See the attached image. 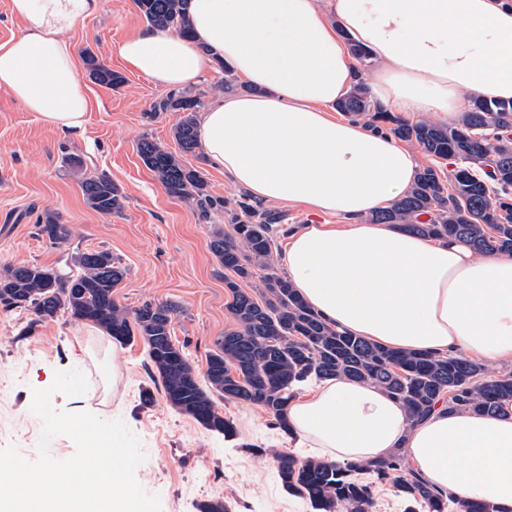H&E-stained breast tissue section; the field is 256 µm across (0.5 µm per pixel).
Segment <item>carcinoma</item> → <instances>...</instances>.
Segmentation results:
<instances>
[{
    "label": "carcinoma",
    "instance_id": "obj_1",
    "mask_svg": "<svg viewBox=\"0 0 512 512\" xmlns=\"http://www.w3.org/2000/svg\"><path fill=\"white\" fill-rule=\"evenodd\" d=\"M147 24L191 37L189 0H134ZM86 66L91 79L119 86L125 77L107 67L92 52ZM201 95L172 92L155 104L158 112H180L173 129L176 150L170 151L144 135L137 153L175 198L194 204L202 219L224 209V199L212 196L202 173L184 161L198 156L196 114ZM378 132L419 146L432 159H453L456 168L446 176L427 165L418 172L411 190L392 207L369 220L400 224L411 232L439 240L455 237L477 254L512 253V101L474 98L461 115L448 123L422 119L409 123L378 105L370 87L358 79L336 106ZM87 205L104 216L121 212L124 194L104 173L81 179ZM248 220L233 218L234 234L218 232L209 250L232 276L224 286L232 300L228 310L234 328L215 341L200 373L183 347L172 339L175 308L145 302L131 310L114 293L126 270L107 250H76L70 256L72 276L37 264L6 265L0 269V308L19 309L35 316L23 332L63 312L90 322L112 338L129 342L141 338L166 401L179 413L205 428L234 436V427L216 407L214 396L257 404L281 431H288V403L296 387L312 380L348 377L368 381L402 400L411 422L426 418L444 400L450 409L481 413L496 411L512 400V373L493 376L482 363L459 354L404 352L377 345L341 331L311 310L288 277L276 271L272 246L281 232L279 217L263 216L240 202ZM41 236L55 247L68 245L71 230L53 214L38 225ZM260 277L259 284H242ZM282 488L304 499L312 512H369L374 505L373 483L356 477L351 466L276 456ZM376 479L395 478L404 512H449L457 505L452 493L423 482L401 452L374 466Z\"/></svg>",
    "mask_w": 512,
    "mask_h": 512
}]
</instances>
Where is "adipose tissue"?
Wrapping results in <instances>:
<instances>
[{"label": "adipose tissue", "mask_w": 512, "mask_h": 512, "mask_svg": "<svg viewBox=\"0 0 512 512\" xmlns=\"http://www.w3.org/2000/svg\"><path fill=\"white\" fill-rule=\"evenodd\" d=\"M101 0H11L23 27L0 43V88L61 132L83 130L89 100L66 35ZM193 35L149 29L125 66L166 87L201 84L224 60L253 92L217 98L197 132L207 160L253 198L301 204L306 224L280 261L328 322L386 347L512 363V255H476L369 216L412 187L415 154L391 135L336 120L358 80L346 39L378 68L374 97L394 112L456 119L466 98L512 100V0H191ZM288 437L318 459L372 468L402 451L432 487L512 512V400L494 415L439 404L411 424L382 387L322 380L288 405Z\"/></svg>", "instance_id": "1"}]
</instances>
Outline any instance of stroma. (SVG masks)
<instances>
[{
  "label": "stroma",
  "instance_id": "stroma-1",
  "mask_svg": "<svg viewBox=\"0 0 512 512\" xmlns=\"http://www.w3.org/2000/svg\"><path fill=\"white\" fill-rule=\"evenodd\" d=\"M145 26L133 0H101L98 13L68 33L77 52L92 50L126 79L120 87H108L78 64L79 82L91 100L84 134L62 135L0 90V267L63 266V249L38 234L40 217L55 213L69 225L72 245L109 250L125 266L126 278L116 292L122 305L176 306L173 339L202 371L215 340L234 326L225 270L209 241L214 232H231V219L239 215L238 203L247 192L205 160H194L211 194L224 200L223 212L203 221L195 207L169 196L142 163L136 150L142 135L175 149L172 129L180 119L176 112L153 115L168 88L127 70L117 52ZM67 154L81 159L85 173L106 172L120 186L125 195L120 214L103 216L85 204L79 175L63 161ZM31 318L28 312L0 310V448L13 446L27 460L37 458L43 423L31 410L32 392L48 388L57 373L77 369L89 383L84 399L55 395V409L69 412L78 406L106 420H122L146 454L137 479L148 493L159 495L163 512H197V503L206 500L223 501L228 512H309L301 498L283 490L274 456L251 453L258 447L309 457L275 428L263 407L218 401L235 435L226 438L206 429L166 402L139 340L124 343L121 378L114 392L104 394L94 359L75 348L87 323L61 315L22 335ZM146 389L154 393L149 405L141 400Z\"/></svg>",
  "mask_w": 512,
  "mask_h": 512
}]
</instances>
